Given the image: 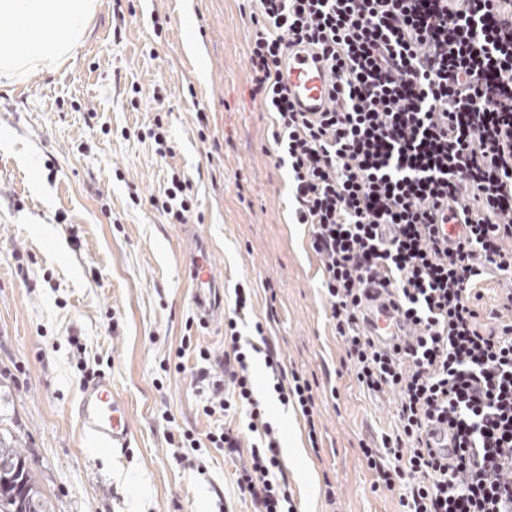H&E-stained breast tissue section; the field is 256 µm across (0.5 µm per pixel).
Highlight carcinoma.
I'll return each mask as SVG.
<instances>
[{"label":"carcinoma","instance_id":"1","mask_svg":"<svg viewBox=\"0 0 512 512\" xmlns=\"http://www.w3.org/2000/svg\"><path fill=\"white\" fill-rule=\"evenodd\" d=\"M3 448L8 453L0 459V512H23L30 499L38 502L39 512H51L49 499L27 463L21 438L0 426V450Z\"/></svg>","mask_w":512,"mask_h":512}]
</instances>
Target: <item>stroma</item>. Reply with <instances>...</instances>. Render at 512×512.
Listing matches in <instances>:
<instances>
[{"instance_id": "stroma-1", "label": "stroma", "mask_w": 512, "mask_h": 512, "mask_svg": "<svg viewBox=\"0 0 512 512\" xmlns=\"http://www.w3.org/2000/svg\"><path fill=\"white\" fill-rule=\"evenodd\" d=\"M249 12L248 0H99L75 53L0 85V419L21 432L54 512L253 510L223 451L203 441L177 454L167 443L183 430L203 440L216 421L189 376L161 361L187 333L212 350L224 344L223 322L190 324L180 227L160 209L175 172L191 185L190 223L212 243L225 315L235 287L249 288L241 334L274 314L288 368L316 386L313 444L252 357L298 512L400 510L360 450L393 433L397 396L363 391L346 364L288 171L275 165L273 115L250 97ZM157 123L172 156L155 152ZM72 336L111 357L130 448L103 451L82 431Z\"/></svg>"}]
</instances>
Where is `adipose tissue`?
Returning a JSON list of instances; mask_svg holds the SVG:
<instances>
[{
    "label": "adipose tissue",
    "mask_w": 512,
    "mask_h": 512,
    "mask_svg": "<svg viewBox=\"0 0 512 512\" xmlns=\"http://www.w3.org/2000/svg\"><path fill=\"white\" fill-rule=\"evenodd\" d=\"M97 0H0V79L12 82L24 75L53 70L84 38Z\"/></svg>",
    "instance_id": "ef3b65f1"
}]
</instances>
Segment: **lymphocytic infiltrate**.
I'll use <instances>...</instances> for the list:
<instances>
[{
  "instance_id": "lymphocytic-infiltrate-1",
  "label": "lymphocytic infiltrate",
  "mask_w": 512,
  "mask_h": 512,
  "mask_svg": "<svg viewBox=\"0 0 512 512\" xmlns=\"http://www.w3.org/2000/svg\"><path fill=\"white\" fill-rule=\"evenodd\" d=\"M254 2L251 95L275 114L276 165L288 170L294 219L320 260L336 334L363 389L399 393L396 433L361 448L375 484L398 491L401 512H502L512 502V0ZM300 43L328 69L327 111H296L281 84ZM442 198L463 215L452 253L430 237L431 225L450 221L436 211ZM488 269L505 282L485 319L477 284ZM375 281L419 324L413 351L383 352L366 335L360 292ZM250 307L236 291L223 349L182 337L174 370L189 373L206 416L247 409L253 442L229 426L205 440L236 461L254 512H296L252 355L312 441L315 397L263 325L242 336ZM436 420L454 431L455 468L426 439Z\"/></svg>"
}]
</instances>
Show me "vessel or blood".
I'll return each instance as SVG.
<instances>
[{
	"mask_svg": "<svg viewBox=\"0 0 512 512\" xmlns=\"http://www.w3.org/2000/svg\"><path fill=\"white\" fill-rule=\"evenodd\" d=\"M282 72L284 84L298 110H326L329 74L311 49H293ZM181 249L184 272L188 286L193 290V302L200 322L208 325L223 319L222 285L211 266L209 241L201 233L191 231L182 238ZM363 300L369 334L376 345L389 350L398 345H408L418 336V325L396 310L382 289H369ZM77 414L84 432L101 448L130 447L133 433L128 407L113 391L111 377L99 376L83 385Z\"/></svg>",
	"mask_w": 512,
	"mask_h": 512,
	"instance_id": "obj_1",
	"label": "vessel or blood"
}]
</instances>
